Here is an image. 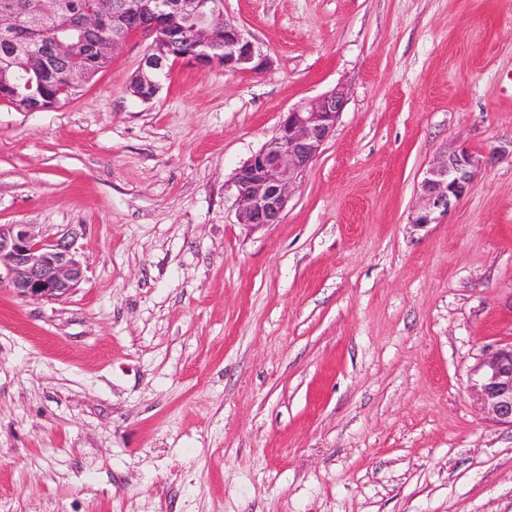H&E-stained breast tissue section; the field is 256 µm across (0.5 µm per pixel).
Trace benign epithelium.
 <instances>
[{
    "mask_svg": "<svg viewBox=\"0 0 512 512\" xmlns=\"http://www.w3.org/2000/svg\"><path fill=\"white\" fill-rule=\"evenodd\" d=\"M223 4L224 0H133L120 8L114 0H102L97 8L72 17L70 23L86 45L87 65L112 59L134 38L150 41L129 86L133 97L149 103L160 91L161 78L179 62H191L201 69L219 65L256 75L269 67V57L224 16ZM178 12L190 22L193 47L189 52L182 50L174 33ZM109 26L119 32L99 40V31ZM0 34L11 40L13 56L30 61L14 70L8 103L23 112L50 109L44 86L55 63L68 56L72 35L63 31L46 46H39L29 41L17 18L8 12L0 13ZM343 106V93L336 89L294 106L275 136L236 170L241 223L279 222L292 188L332 136ZM484 166V156L463 145L439 152L417 186L418 202L409 223L417 228L442 223L472 190ZM83 278V265L69 250L37 240L27 224H0V283L8 282L17 295L61 299ZM471 389L483 412L512 426V343L485 353Z\"/></svg>",
    "mask_w": 512,
    "mask_h": 512,
    "instance_id": "1",
    "label": "benign epithelium"
}]
</instances>
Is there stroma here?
<instances>
[{"instance_id":"obj_1","label":"stroma","mask_w":512,"mask_h":512,"mask_svg":"<svg viewBox=\"0 0 512 512\" xmlns=\"http://www.w3.org/2000/svg\"><path fill=\"white\" fill-rule=\"evenodd\" d=\"M272 64L132 40L45 112L0 101V224L68 247L60 300L0 284V512H512V426L470 381L512 342V0H224ZM345 105L279 223L236 170L292 106ZM487 164L444 223L433 157ZM484 166V156L463 145L439 152L430 161L417 186L418 202L413 207L409 224L417 228L441 224L472 190Z\"/></svg>"}]
</instances>
